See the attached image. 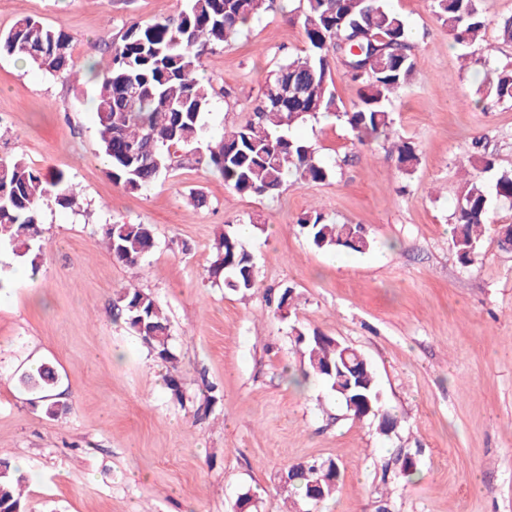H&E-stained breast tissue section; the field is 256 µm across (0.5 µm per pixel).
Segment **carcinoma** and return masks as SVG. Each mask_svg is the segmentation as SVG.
I'll list each match as a JSON object with an SVG mask.
<instances>
[{
  "label": "carcinoma",
  "mask_w": 512,
  "mask_h": 512,
  "mask_svg": "<svg viewBox=\"0 0 512 512\" xmlns=\"http://www.w3.org/2000/svg\"><path fill=\"white\" fill-rule=\"evenodd\" d=\"M438 18L454 43L471 48L484 38L485 22L478 0H434ZM266 0H187L176 15L148 24L127 26L118 43L107 42L110 61L95 91L100 148L112 180L130 191L146 190L164 173L181 167L187 156L212 167L224 185L241 195L268 196L287 179L297 184L323 183L331 168L317 158V147L293 133L300 122L321 115L344 122L354 138L382 147L394 127L390 106L397 92L416 77L411 33L404 18L385 0H302L294 17L303 31L305 54L278 64L265 81L243 122L216 138L204 121L217 94L199 76L202 59L224 46L261 11ZM72 37L33 16L19 18L0 32V54L16 56L50 76L78 78L71 53ZM341 65L357 86L358 102L342 109L332 71ZM494 96L512 102V74L499 77ZM398 162L406 172L418 162L415 146L398 139ZM471 167L454 212L453 246L464 266L475 264L482 228L494 223L495 200L512 203V170H499L495 159L471 155ZM48 197L63 209L80 206L79 197L60 172L44 173L20 156L0 157V245L30 260L37 269L40 247V202ZM299 226L318 249L363 253L373 241L359 224H335L319 210L304 214ZM104 235L115 261L141 265L156 247L153 225L114 221ZM214 282L243 295L255 286V266L237 230L219 235L208 268ZM116 309L129 328L161 362L175 367L169 319L150 293L124 287L116 291ZM306 360L303 380L313 377L343 404L353 392L335 389L344 373L361 369V397L378 409L380 393L371 364L361 353L316 330L292 328ZM58 374L41 364L22 383L41 392L45 412L58 413L52 391ZM340 469L336 460H311L287 472L284 485L296 490L292 512H305L311 485H322L321 500L336 484L329 478ZM26 476L9 459L0 458V512H24L21 489Z\"/></svg>",
  "instance_id": "1"
}]
</instances>
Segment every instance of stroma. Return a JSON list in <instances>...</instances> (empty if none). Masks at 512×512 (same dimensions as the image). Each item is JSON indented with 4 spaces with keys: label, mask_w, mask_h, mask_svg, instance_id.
<instances>
[{
    "label": "stroma",
    "mask_w": 512,
    "mask_h": 512,
    "mask_svg": "<svg viewBox=\"0 0 512 512\" xmlns=\"http://www.w3.org/2000/svg\"><path fill=\"white\" fill-rule=\"evenodd\" d=\"M299 0H275L244 34L205 56L200 73L217 94L206 120L229 129L264 79L305 39L290 20ZM417 35V77L392 106L394 129L419 163L404 171L391 147L369 151L335 118L295 128L333 169L325 182L243 196L203 164H188L131 192L112 181L100 152L93 100L98 71L133 22H155L184 0H0V31L27 15L64 29L78 80L43 74L0 55V155L63 173L80 206L42 205L39 269L0 248V455L23 463L25 512H237L251 494L281 512L291 465L333 458L342 476L318 512H512V250L498 227L512 207L495 204L475 265L453 250L452 213L463 180L455 156L486 143L512 169V104L497 102L512 71V42L498 33L512 0H479L480 46L462 52L432 0H388ZM200 192L209 207L189 205ZM320 210L359 224L366 253L316 248L299 217ZM153 225L157 247L142 267L117 263L103 228ZM249 225L256 265L245 295L213 283L207 269L225 226ZM152 293L172 326L176 369L158 361L114 309L116 291ZM292 288L277 313L270 294ZM319 331L373 366L382 406L398 418L355 419L311 379L294 329ZM55 366L61 413H45L19 382L36 363ZM175 377L192 405L167 385ZM220 397L205 405L206 384ZM412 457V479L399 475Z\"/></svg>",
    "instance_id": "35a3bbf8"
}]
</instances>
